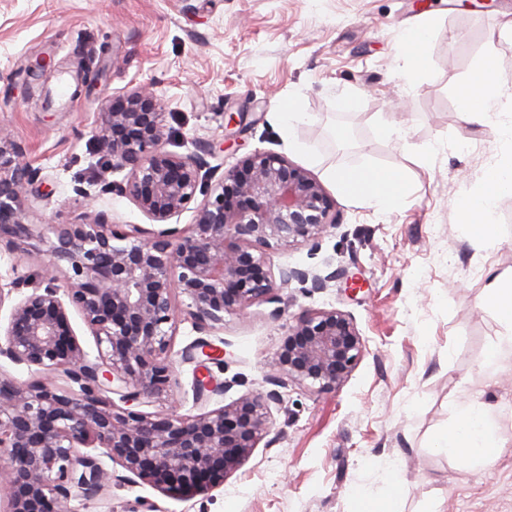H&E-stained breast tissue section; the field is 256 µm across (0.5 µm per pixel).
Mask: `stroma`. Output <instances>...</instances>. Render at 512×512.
I'll return each instance as SVG.
<instances>
[{"mask_svg": "<svg viewBox=\"0 0 512 512\" xmlns=\"http://www.w3.org/2000/svg\"><path fill=\"white\" fill-rule=\"evenodd\" d=\"M436 16L425 66L408 79L401 38L422 12ZM512 0L490 7L464 0H0V124L39 170L26 206L31 224H75L104 213L119 228L149 219L128 197L101 192L103 155L93 138L102 99L152 85L165 103L171 151L223 145L210 166L227 170L261 151L285 157L329 194L336 225L316 243L281 248L274 266L328 277L326 288L292 282L247 316L228 315L213 345L223 395L212 406L269 390L266 362L297 316L336 308L355 321L366 345L347 381L321 392L280 387L271 424L245 465L224 485L190 499L122 481L105 501L74 498L72 512H352L357 489L382 488L394 464L405 482L399 512H512V446L489 466L467 470L436 453L433 435L451 405L472 397L495 408L512 430V356L486 364L505 329L479 306L488 269L512 273V195L496 204L499 241H478L458 220L457 204L483 188L486 171L512 160V125L503 106L493 126L461 120L458 87L478 61L493 56L512 77ZM44 60L26 91L21 67ZM92 93H82L84 79ZM352 100L344 108V100ZM294 103L307 119L286 129ZM244 122L228 129L230 117ZM392 124L397 132L382 135ZM371 165L403 171L411 192L382 215L345 198L332 168ZM89 188L90 198L75 193ZM360 291L349 293L350 280ZM180 315L168 355L179 386L152 399L149 412L198 411L195 364L181 350L196 339Z\"/></svg>", "mask_w": 512, "mask_h": 512, "instance_id": "1", "label": "stroma"}]
</instances>
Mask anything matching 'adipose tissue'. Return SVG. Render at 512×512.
<instances>
[{
	"label": "adipose tissue",
	"mask_w": 512,
	"mask_h": 512,
	"mask_svg": "<svg viewBox=\"0 0 512 512\" xmlns=\"http://www.w3.org/2000/svg\"><path fill=\"white\" fill-rule=\"evenodd\" d=\"M512 90V79L497 70L491 58H484L457 93L458 110L469 123L487 125L505 92ZM346 198L358 200L381 212L397 210L408 192L405 177L397 171L374 168L338 169L329 173ZM512 192V162L489 169L484 187L478 194L466 197L458 207L461 223L467 224L475 238L497 243L499 228L495 222V204L505 193ZM488 283L480 299L481 305L495 309L506 333L486 357L495 363L502 351L512 349V277L488 272ZM494 408L472 398L456 406L448 427L438 431L433 448L451 455L467 469L493 463L505 441L493 431Z\"/></svg>",
	"instance_id": "ef3b65f1"
}]
</instances>
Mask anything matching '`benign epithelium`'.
Masks as SVG:
<instances>
[{
  "label": "benign epithelium",
  "instance_id": "benign-epithelium-1",
  "mask_svg": "<svg viewBox=\"0 0 512 512\" xmlns=\"http://www.w3.org/2000/svg\"><path fill=\"white\" fill-rule=\"evenodd\" d=\"M94 137L106 164L96 180L133 201L157 228L122 231L102 213L79 224H28L26 199L38 172L23 143L0 125V249L44 256L40 280L18 274L0 284L9 306L0 358L64 384H21L0 366V490L7 512H70L75 497H104L113 472L88 449L102 448L129 482L191 498L224 484L270 428L278 392H255L195 415L136 411L174 390L167 360L176 335L175 296L199 333L224 330V316L244 315L293 281L326 287L328 278L281 267L275 250L316 242L336 226L322 184L286 158L255 152L217 175L205 159L215 144L178 155L166 149L164 102L141 85L103 100ZM125 172L123 181L107 175ZM192 209L193 223L170 220ZM31 292L13 296L22 288ZM76 311L95 338L84 350L71 324ZM364 341L353 318L336 308L307 312L267 363L270 383L318 390L342 386ZM198 363L196 399L224 394L204 361L214 348L195 340L182 350ZM119 396L114 402L112 395Z\"/></svg>",
  "mask_w": 512,
  "mask_h": 512
}]
</instances>
